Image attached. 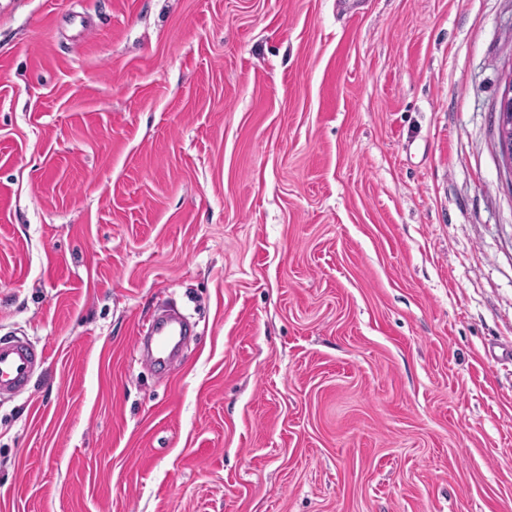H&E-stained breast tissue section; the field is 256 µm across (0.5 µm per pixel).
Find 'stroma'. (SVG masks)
I'll return each mask as SVG.
<instances>
[{
	"label": "stroma",
	"mask_w": 512,
	"mask_h": 512,
	"mask_svg": "<svg viewBox=\"0 0 512 512\" xmlns=\"http://www.w3.org/2000/svg\"><path fill=\"white\" fill-rule=\"evenodd\" d=\"M511 81L512 0H0V512H512ZM498 131L501 151L512 170V82L500 103ZM187 332V326L178 316L152 320L145 336H150L153 347L148 356L149 363L156 367L164 365L175 350L178 339ZM45 357V351L28 339L0 341V398L24 393Z\"/></svg>",
	"instance_id": "stroma-1"
}]
</instances>
